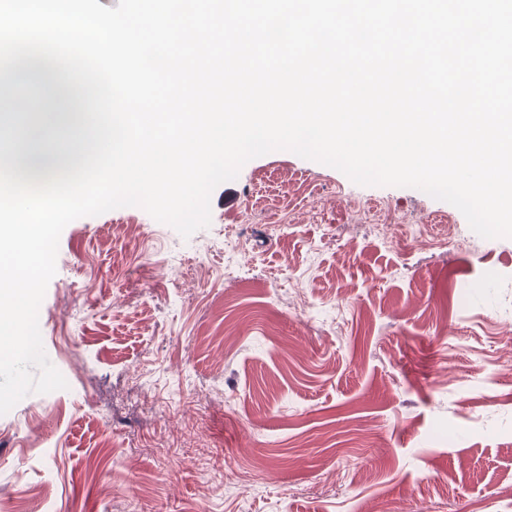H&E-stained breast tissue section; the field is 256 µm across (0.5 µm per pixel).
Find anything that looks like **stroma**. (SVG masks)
<instances>
[{
  "mask_svg": "<svg viewBox=\"0 0 512 512\" xmlns=\"http://www.w3.org/2000/svg\"><path fill=\"white\" fill-rule=\"evenodd\" d=\"M210 204L64 228L0 512H512V238L289 151Z\"/></svg>",
  "mask_w": 512,
  "mask_h": 512,
  "instance_id": "stroma-1",
  "label": "stroma"
}]
</instances>
